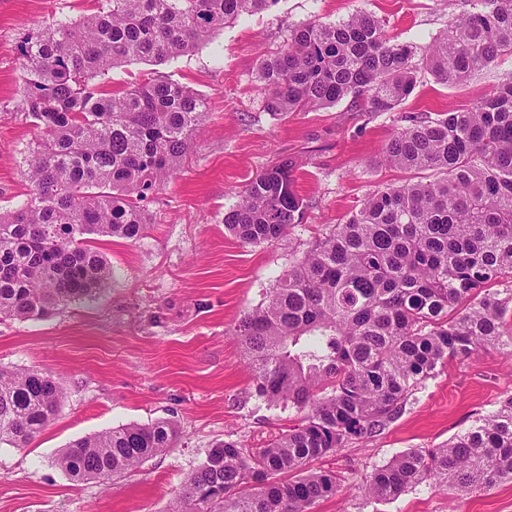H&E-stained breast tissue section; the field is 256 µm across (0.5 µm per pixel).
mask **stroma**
<instances>
[{
    "mask_svg": "<svg viewBox=\"0 0 512 512\" xmlns=\"http://www.w3.org/2000/svg\"><path fill=\"white\" fill-rule=\"evenodd\" d=\"M97 7V0H0L1 206L31 190L21 158L36 130L22 115L19 40L55 17L77 19ZM459 11L456 0H278L185 56L111 71L116 89L159 77L178 82L204 99L208 116L183 170L150 202L143 238L98 241L114 271L98 300L42 320H0V367L53 373L64 390L56 419L27 447L0 446V512H166L213 444L261 448L284 430L295 412L255 394L235 325L374 189L417 180L382 160L404 116L469 104L512 73V59L464 88L424 75L395 112H358L345 99L281 116L263 109L259 59L314 16L337 22L369 12L390 35L425 45ZM286 158L296 163L302 222L277 242L240 245L224 227L225 213L256 174ZM510 397L511 352L487 347L449 362L380 435L350 440L311 462V469L334 472L339 484L311 512H512V481L463 496L449 486L419 485L388 502L367 500L358 489L374 466L410 448L441 446ZM159 419L178 424L176 448L110 482L73 480L55 463L62 448L85 436Z\"/></svg>",
    "mask_w": 512,
    "mask_h": 512,
    "instance_id": "1",
    "label": "stroma"
}]
</instances>
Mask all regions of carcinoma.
Returning a JSON list of instances; mask_svg holds the SVG:
<instances>
[{
    "label": "carcinoma",
    "instance_id": "1",
    "mask_svg": "<svg viewBox=\"0 0 512 512\" xmlns=\"http://www.w3.org/2000/svg\"><path fill=\"white\" fill-rule=\"evenodd\" d=\"M277 0H103L97 12L32 31L19 45L25 119L37 130L23 157L29 198L0 211V318L39 319L96 298L113 277L96 238H142L146 203L178 175L207 112L187 87L102 82L130 61L195 51L240 16ZM426 46L387 34L375 16L312 17L260 57L255 82L274 116L350 99L358 112H394L426 71L454 88L512 56V0H460ZM384 161L428 181L370 193L276 280L235 327L256 395L298 413L265 448L226 440L184 479L168 512H310L336 493V474L306 466L349 439H369L453 359L512 347V74L470 105L408 116ZM303 199L287 161L258 173L224 214L244 245L284 237ZM52 373L0 368V445L24 448L57 416ZM170 419L83 437L57 457L78 481L107 482L173 448ZM512 480V397L438 448H411L363 479L365 498L450 484L462 494Z\"/></svg>",
    "mask_w": 512,
    "mask_h": 512
}]
</instances>
